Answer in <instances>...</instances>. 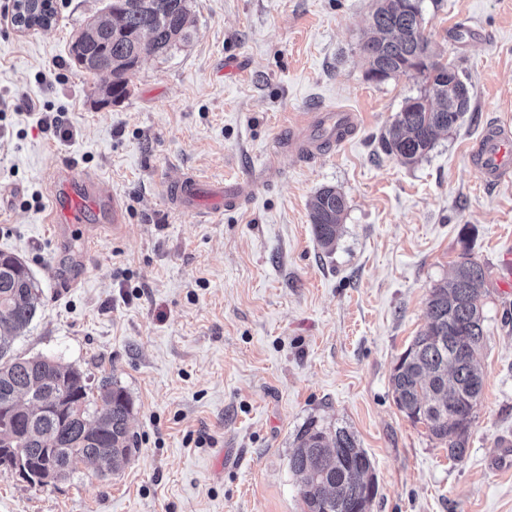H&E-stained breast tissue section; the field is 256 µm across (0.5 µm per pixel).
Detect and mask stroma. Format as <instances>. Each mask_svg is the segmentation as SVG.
I'll return each mask as SVG.
<instances>
[{
    "label": "stroma",
    "mask_w": 512,
    "mask_h": 512,
    "mask_svg": "<svg viewBox=\"0 0 512 512\" xmlns=\"http://www.w3.org/2000/svg\"><path fill=\"white\" fill-rule=\"evenodd\" d=\"M107 2L53 0L46 30L0 25V252L40 289L16 353L124 387L136 451L108 478L83 465L43 487L0 467V512H307L288 456L311 420L367 452L371 512H512L500 445L512 438V180L486 187L468 162L487 123L512 124V0H423L425 33L471 109L411 165L382 139L421 81L369 80L357 48L375 0H191L190 43L144 58L108 104L106 78L69 61ZM319 107L355 113L356 132L311 159H271L296 115ZM48 109L69 140L39 129ZM55 165L106 178L122 235L91 252L53 238ZM187 176L205 195L238 181L248 196L205 217L171 202ZM325 186L347 202L329 251L307 208ZM465 255L487 271L485 385L455 460L397 407L391 374Z\"/></svg>",
    "instance_id": "stroma-1"
}]
</instances>
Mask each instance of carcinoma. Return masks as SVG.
I'll return each mask as SVG.
<instances>
[{"instance_id":"obj_1","label":"carcinoma","mask_w":512,"mask_h":512,"mask_svg":"<svg viewBox=\"0 0 512 512\" xmlns=\"http://www.w3.org/2000/svg\"><path fill=\"white\" fill-rule=\"evenodd\" d=\"M106 9L118 17V26L103 19L89 22L84 40L72 43L75 66L103 56L112 63L107 95L115 100L129 94L130 76L139 64L142 39H149L151 54L168 56L190 42L194 17L189 0H108ZM421 0H382L358 50L368 71L379 80L419 74L424 93L448 84V70L430 52L429 39L416 19ZM463 111L440 99L432 109L419 97H408L384 138L386 151L404 164L427 155L438 137L456 127ZM346 210L344 196L323 187L309 202V218L317 242L330 249L341 230ZM485 279L479 262L465 257L450 279L433 286L428 299L430 323L399 357L391 385L398 408L429 435L448 444L449 456L461 459L467 451L474 411L481 399L484 376L479 351L484 339L483 310L473 306L477 286ZM38 305V285L24 262L0 252V433L14 438L38 474L49 458L66 465V475L81 464L112 455V471L129 462L134 442L130 431L133 403L124 388L102 381L92 388L78 368L48 357L14 354L16 338L32 322ZM46 403L38 412L29 400ZM288 467L300 476L301 497L308 512H324L321 503L331 496L329 512H358L365 474L372 467L367 452L354 434L336 428L332 443L323 429L306 424L296 436Z\"/></svg>"}]
</instances>
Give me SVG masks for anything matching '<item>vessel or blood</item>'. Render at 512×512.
Segmentation results:
<instances>
[{"label": "vessel or blood", "mask_w": 512, "mask_h": 512, "mask_svg": "<svg viewBox=\"0 0 512 512\" xmlns=\"http://www.w3.org/2000/svg\"><path fill=\"white\" fill-rule=\"evenodd\" d=\"M302 123L317 129V136H309L299 150L305 157H313L316 150L345 139L356 126V116L346 110L306 112ZM469 162L484 178L485 186H494L512 177V126L490 123L468 154ZM50 186L47 222L54 237L79 234L86 250H94L106 235L123 231L124 212L116 197L108 191L100 175L76 173L68 167H56L48 174ZM245 196L238 187L210 194L205 198V213L214 214L238 208ZM174 202L184 204L201 199L199 184L194 177H186L171 190Z\"/></svg>", "instance_id": "b4317fda"}]
</instances>
